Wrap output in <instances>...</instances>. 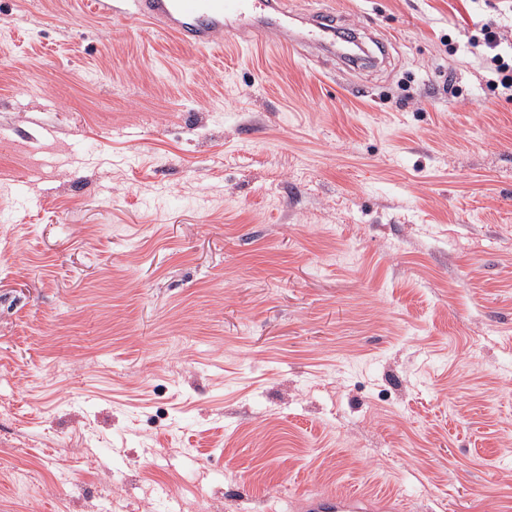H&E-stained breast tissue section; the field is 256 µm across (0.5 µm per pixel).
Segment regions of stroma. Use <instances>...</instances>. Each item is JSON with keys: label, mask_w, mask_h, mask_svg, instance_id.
<instances>
[{"label": "stroma", "mask_w": 512, "mask_h": 512, "mask_svg": "<svg viewBox=\"0 0 512 512\" xmlns=\"http://www.w3.org/2000/svg\"><path fill=\"white\" fill-rule=\"evenodd\" d=\"M364 62L0 0V512H512V0H286ZM508 41L507 37L498 28L484 27L482 58L492 75L487 83L497 89L499 85L512 93V46L510 43V58L500 51L502 44ZM510 61V63H509ZM510 93V94H511ZM308 510L312 512H368L374 509L370 501L362 496L336 493L312 500Z\"/></svg>", "instance_id": "stroma-1"}]
</instances>
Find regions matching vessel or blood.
Instances as JSON below:
<instances>
[{
  "instance_id": "1",
  "label": "vessel or blood",
  "mask_w": 512,
  "mask_h": 512,
  "mask_svg": "<svg viewBox=\"0 0 512 512\" xmlns=\"http://www.w3.org/2000/svg\"><path fill=\"white\" fill-rule=\"evenodd\" d=\"M92 9L106 18L125 22L149 21L176 42L195 49L218 45L227 40L270 39L291 50L301 43L331 50L339 31L333 16L313 19L309 28L295 25L282 0H91ZM310 512H371L364 497L336 493L311 501Z\"/></svg>"
}]
</instances>
